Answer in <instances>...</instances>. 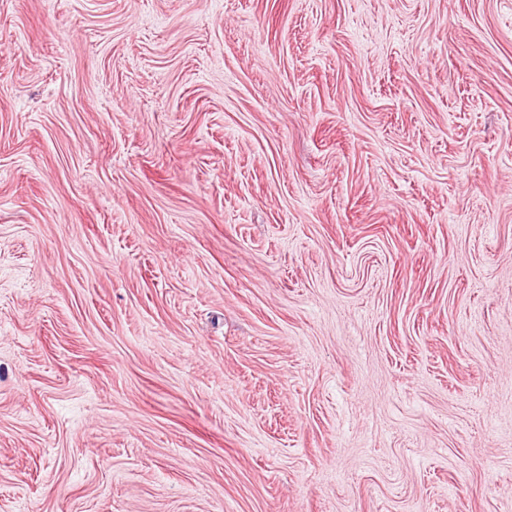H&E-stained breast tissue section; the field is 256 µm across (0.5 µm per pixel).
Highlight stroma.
Segmentation results:
<instances>
[{"label":"stroma","mask_w":512,"mask_h":512,"mask_svg":"<svg viewBox=\"0 0 512 512\" xmlns=\"http://www.w3.org/2000/svg\"><path fill=\"white\" fill-rule=\"evenodd\" d=\"M0 512H512V0H0Z\"/></svg>","instance_id":"obj_1"}]
</instances>
